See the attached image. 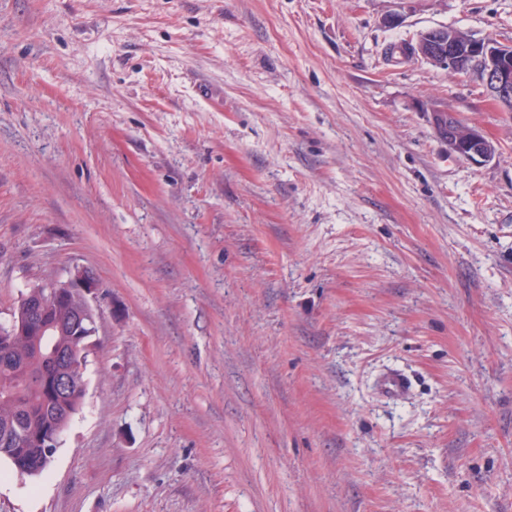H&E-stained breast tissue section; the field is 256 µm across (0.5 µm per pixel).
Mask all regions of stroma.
Wrapping results in <instances>:
<instances>
[{
    "label": "stroma",
    "mask_w": 512,
    "mask_h": 512,
    "mask_svg": "<svg viewBox=\"0 0 512 512\" xmlns=\"http://www.w3.org/2000/svg\"><path fill=\"white\" fill-rule=\"evenodd\" d=\"M440 26L510 44L512 0H0V326L101 283L0 512H512V112L388 60ZM430 118L434 129L456 155L474 164H483L495 158V144L475 126H461L459 119L451 112H433Z\"/></svg>",
    "instance_id": "1"
}]
</instances>
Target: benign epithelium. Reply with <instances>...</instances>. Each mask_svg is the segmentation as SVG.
<instances>
[{
	"label": "benign epithelium",
	"instance_id": "benign-epithelium-1",
	"mask_svg": "<svg viewBox=\"0 0 512 512\" xmlns=\"http://www.w3.org/2000/svg\"><path fill=\"white\" fill-rule=\"evenodd\" d=\"M419 60L451 73L472 74L484 94L505 112H512V44L486 37H476L462 30L425 31L414 44ZM431 123L448 147L458 156L483 164L496 156V146L474 126H461L451 112H434ZM100 291L96 276L89 270L76 269L64 280L36 285L23 296L12 315L9 332L0 333V355L8 369H19L10 353L12 338L46 333H67L71 347L59 349L50 356L44 370L47 388L64 398V418L46 421L35 428L26 419H15L4 427V442L21 437L49 454L58 447L68 428L71 414L79 410L86 394L85 360L95 346L99 312L94 301ZM12 459L21 479L35 472L39 459L26 448H15Z\"/></svg>",
	"mask_w": 512,
	"mask_h": 512
}]
</instances>
